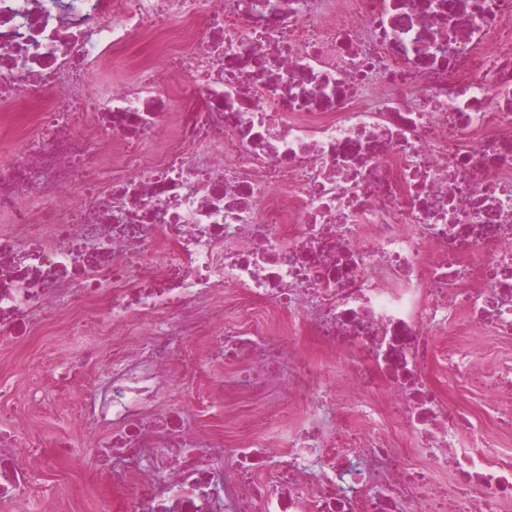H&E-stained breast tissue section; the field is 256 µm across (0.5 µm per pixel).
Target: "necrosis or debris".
I'll return each instance as SVG.
<instances>
[{
	"instance_id": "necrosis-or-debris-1",
	"label": "necrosis or debris",
	"mask_w": 512,
	"mask_h": 512,
	"mask_svg": "<svg viewBox=\"0 0 512 512\" xmlns=\"http://www.w3.org/2000/svg\"><path fill=\"white\" fill-rule=\"evenodd\" d=\"M0 103V337L119 338L59 377L95 390L71 425L101 466L136 467L92 512L512 499L485 437L512 445V365L464 407L473 354L448 343L512 338V0H0ZM292 319L323 355L289 347L308 390L287 389L285 430L230 415L279 382ZM191 336L249 371L206 383ZM393 402L429 466L399 453ZM155 410L166 446L146 456ZM213 416L234 452L198 428ZM44 458L20 466L0 434V502L41 491Z\"/></svg>"
}]
</instances>
